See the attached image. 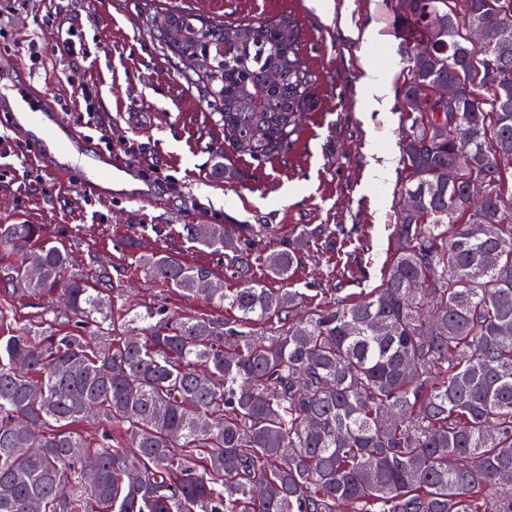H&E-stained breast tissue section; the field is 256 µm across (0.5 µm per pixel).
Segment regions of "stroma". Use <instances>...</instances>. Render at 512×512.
I'll list each match as a JSON object with an SVG mask.
<instances>
[{"instance_id": "1", "label": "stroma", "mask_w": 512, "mask_h": 512, "mask_svg": "<svg viewBox=\"0 0 512 512\" xmlns=\"http://www.w3.org/2000/svg\"><path fill=\"white\" fill-rule=\"evenodd\" d=\"M100 1L112 22L105 30L94 20ZM316 3L196 0L194 13L209 19L237 24L289 16L298 24L299 57L314 77L317 105L302 113L287 151L256 159L230 150L202 88L182 74L150 22L157 11L179 8L180 0H0V15L10 25L0 54L10 44L57 42L77 28L79 54L61 58L43 51L29 71L59 103L77 96L70 70L85 69L97 86L113 153L144 165L153 191L149 203L88 200L76 207L71 190L57 187L15 147L0 157V224L42 225L46 239L69 251L71 272L91 282L111 272L124 290L121 304L141 312L163 307L225 314L222 307L183 298L146 278L138 256L169 244L154 233L157 225L273 224L283 240L306 224H353L356 240L345 253L312 248L290 284L306 288L326 282L342 261L353 270L347 292L380 286L404 175L395 171L389 182L375 186L369 174L378 152L399 150L403 102L396 94L387 111L370 110L360 79L367 61L364 37L373 34L377 52L388 50L395 58L389 79L400 89L407 65L403 31L389 0H333L327 12ZM219 161L241 169L243 179L214 182L211 170Z\"/></svg>"}]
</instances>
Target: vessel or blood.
Masks as SVG:
<instances>
[{"label":"vessel or blood","instance_id":"vessel-or-blood-1","mask_svg":"<svg viewBox=\"0 0 512 512\" xmlns=\"http://www.w3.org/2000/svg\"><path fill=\"white\" fill-rule=\"evenodd\" d=\"M0 123L37 166L57 183L75 186L80 198L150 200L151 189L139 182L137 165L98 148L78 119L65 117L27 67L13 58H0Z\"/></svg>","mask_w":512,"mask_h":512}]
</instances>
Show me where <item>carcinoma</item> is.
<instances>
[{
	"instance_id": "1",
	"label": "carcinoma",
	"mask_w": 512,
	"mask_h": 512,
	"mask_svg": "<svg viewBox=\"0 0 512 512\" xmlns=\"http://www.w3.org/2000/svg\"><path fill=\"white\" fill-rule=\"evenodd\" d=\"M394 14L405 43L431 51L408 58L403 84L422 109L405 115L402 194L422 207L399 210L381 287L358 299L319 288L327 299L301 314L306 289L259 285L252 266L284 282L346 225L307 224L271 246V224H182L178 242L236 269L238 287L206 294L235 315L143 314L118 306L119 288L68 273V250L41 225L0 224L13 292L61 293L69 326L49 320L35 336L0 302V512H512V165L498 162L512 157V52H498L512 14L478 48L448 0H403ZM153 23L184 71L210 59L198 79L225 143L254 158L288 148L296 113L315 106L312 74L282 37L293 19L170 11ZM437 83L464 89L440 135ZM452 156L469 166L448 170ZM211 174L240 178L221 163ZM138 263L182 297L217 279L170 249Z\"/></svg>"
}]
</instances>
